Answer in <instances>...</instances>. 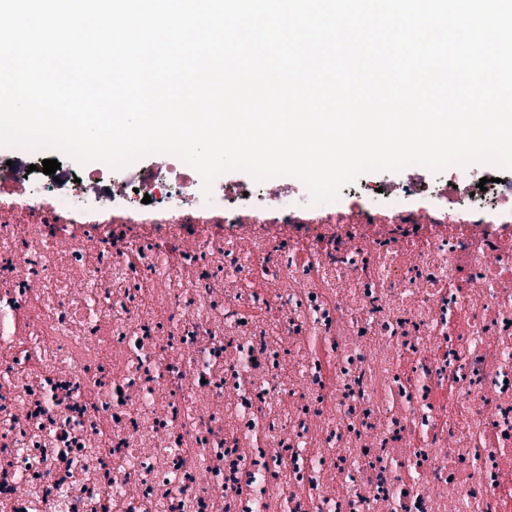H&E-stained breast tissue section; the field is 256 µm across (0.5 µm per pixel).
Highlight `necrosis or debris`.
Listing matches in <instances>:
<instances>
[{"instance_id":"necrosis-or-debris-1","label":"necrosis or debris","mask_w":512,"mask_h":512,"mask_svg":"<svg viewBox=\"0 0 512 512\" xmlns=\"http://www.w3.org/2000/svg\"><path fill=\"white\" fill-rule=\"evenodd\" d=\"M0 207L10 512H512V236L497 224ZM106 208L108 196L96 197ZM113 220L127 219L133 217L143 223L161 222L171 217L170 209L155 204H143L138 207H128L122 202H117L109 214Z\"/></svg>"}]
</instances>
